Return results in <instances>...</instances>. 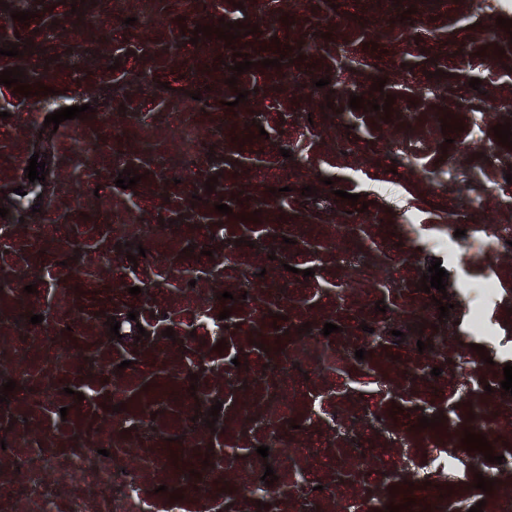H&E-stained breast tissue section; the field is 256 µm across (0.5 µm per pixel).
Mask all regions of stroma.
<instances>
[{
  "label": "stroma",
  "instance_id": "stroma-1",
  "mask_svg": "<svg viewBox=\"0 0 512 512\" xmlns=\"http://www.w3.org/2000/svg\"><path fill=\"white\" fill-rule=\"evenodd\" d=\"M5 2L0 43L29 46L24 56H0V71L23 67L32 86L60 77L56 90L72 106L108 82L112 101L106 113L46 136L38 97L0 85V208L10 227L0 273L25 269L36 286L0 290V362L23 370L0 408V512H40L46 498L56 512H108L98 486L70 469L76 455L89 470L107 469L112 486L130 476L149 495L166 486L183 512H337L345 503L386 512L414 498L418 461L440 448L448 472L434 479L439 512L479 502L502 512L512 488V394L501 387L512 364V246H501L492 266L478 260L486 225H512V146L493 132L512 123V34L497 26L495 0H304L297 11L288 0H128L120 15L102 0H84L78 14L67 0H31L36 16L26 24L11 17L16 0ZM223 20L257 31L191 43L195 27ZM76 46L85 69L73 77ZM239 52L253 66L236 77ZM283 53L281 67H262ZM197 59L209 64L198 101L181 93ZM324 77L330 87H316ZM354 94L377 110L351 109ZM389 95L395 101L381 111ZM181 125L198 138L187 166L174 152ZM35 154L47 176L32 183L25 169ZM125 168L141 177L135 189L115 185ZM307 186L314 195H304ZM338 190L368 209L336 200ZM220 201L230 214L216 211ZM203 222L223 226V238L204 234ZM114 224L156 230L124 247ZM436 258L455 304L444 321L420 289ZM187 265L218 275L191 286L180 277ZM258 273L261 290L239 299ZM488 274L498 291L487 297L476 286ZM477 306L489 332L481 354L466 334ZM226 308L223 335L201 323ZM131 311L146 337L110 338L107 318ZM35 314L41 324H30ZM328 322L339 330L319 341ZM169 327L175 338L164 337ZM375 327L385 334L377 343L368 335ZM229 358L240 361L239 384L224 393ZM284 359L296 365L285 377L272 371ZM190 386L200 405L184 401ZM318 394L333 422L309 416ZM223 399L207 427L208 407ZM278 402L288 405L277 422L286 449L269 463L282 494L261 509L238 475L259 461L254 415ZM437 415L439 426L419 427ZM468 431L487 438L494 461L466 449ZM224 448L236 455L223 467L195 477L176 466L183 454L208 461ZM313 448L328 464L312 463ZM48 457L55 465L42 470L38 498L30 472ZM480 475L492 491L475 489ZM302 477L310 490L299 499L288 489Z\"/></svg>",
  "mask_w": 512,
  "mask_h": 512
}]
</instances>
